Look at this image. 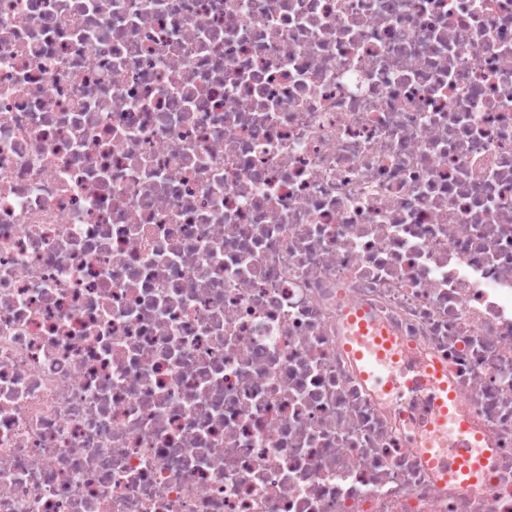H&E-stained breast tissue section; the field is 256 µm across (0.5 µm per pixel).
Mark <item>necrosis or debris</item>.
Wrapping results in <instances>:
<instances>
[{"instance_id":"4bbe7bcc","label":"necrosis or debris","mask_w":512,"mask_h":512,"mask_svg":"<svg viewBox=\"0 0 512 512\" xmlns=\"http://www.w3.org/2000/svg\"><path fill=\"white\" fill-rule=\"evenodd\" d=\"M0 512H512V0H0ZM359 330L352 336V346L355 359L359 362L364 376L374 382L382 380L379 359L383 356L382 349L387 348V343L378 336H366L365 324H358ZM450 426L455 439L469 449L448 472L441 471L444 480L457 481L464 475L478 472L490 453L486 448L474 447L471 428L464 418L452 416Z\"/></svg>"}]
</instances>
